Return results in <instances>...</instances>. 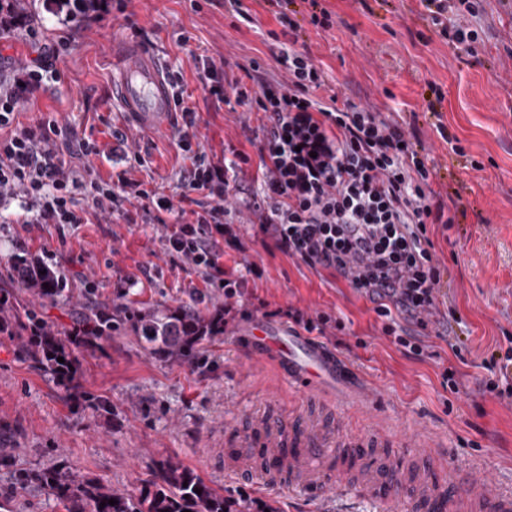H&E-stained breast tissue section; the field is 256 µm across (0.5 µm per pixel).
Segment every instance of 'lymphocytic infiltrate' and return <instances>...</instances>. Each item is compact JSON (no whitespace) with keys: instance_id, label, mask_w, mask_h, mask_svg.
Returning a JSON list of instances; mask_svg holds the SVG:
<instances>
[{"instance_id":"1","label":"lymphocytic infiltrate","mask_w":512,"mask_h":512,"mask_svg":"<svg viewBox=\"0 0 512 512\" xmlns=\"http://www.w3.org/2000/svg\"><path fill=\"white\" fill-rule=\"evenodd\" d=\"M422 2L444 39L471 53L483 44L484 0ZM280 19L288 44L279 47L274 60L285 70V80L264 78L252 90L239 82L228 86L223 67L212 57L192 58L210 96L260 115L255 138L261 165L253 183L239 178L249 161L244 153L221 160L208 156L199 144L195 110L186 106L182 92L174 94L183 119L178 144L191 160L182 185L209 200L190 212L142 184L124 178L105 182L88 166L74 170L49 135L54 121L39 129L14 126L25 87L47 78L59 54L57 46L39 44L37 30L27 29V40L39 46L37 56L18 61L21 82H0V127L13 128L10 136L0 137V201L23 197L20 224H80L90 212L123 216L125 202L137 199L146 220L158 224L163 214L172 215L176 228L166 236L168 252L223 289L228 299L240 296L243 282L227 273L218 257L222 246L241 245L228 206L242 204L256 234L311 268L334 271L374 303L384 319V335L405 354L423 355L425 337L446 335L438 307L443 272L428 228L455 222L432 187L435 168L391 113L341 103L333 94L317 97L324 73L309 50L297 49V22L286 13ZM77 187L84 190L80 204L73 196ZM400 318L412 322L415 333L399 331Z\"/></svg>"}]
</instances>
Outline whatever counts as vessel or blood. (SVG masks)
Returning a JSON list of instances; mask_svg holds the SVG:
<instances>
[{
    "instance_id": "vessel-or-blood-1",
    "label": "vessel or blood",
    "mask_w": 512,
    "mask_h": 512,
    "mask_svg": "<svg viewBox=\"0 0 512 512\" xmlns=\"http://www.w3.org/2000/svg\"><path fill=\"white\" fill-rule=\"evenodd\" d=\"M117 79L112 95L124 112L137 119L148 131L162 129L174 111L172 91L161 61L138 46L121 50L112 61ZM251 353L277 362L288 384L310 391L321 383L346 387L355 372L333 351L304 336H292L279 325L255 322L248 334ZM374 428L349 439L336 436L319 425L303 430L310 449L375 447L382 437ZM456 480L453 492L437 500H428V512H512V493L504 491L493 479L476 478L471 472L452 466Z\"/></svg>"
}]
</instances>
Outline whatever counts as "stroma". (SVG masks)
Masks as SVG:
<instances>
[{"instance_id": "obj_1", "label": "stroma", "mask_w": 512, "mask_h": 512, "mask_svg": "<svg viewBox=\"0 0 512 512\" xmlns=\"http://www.w3.org/2000/svg\"><path fill=\"white\" fill-rule=\"evenodd\" d=\"M26 16L43 42L61 52L53 62L59 81L31 86L16 120L37 127L57 121L52 138L61 157L90 139L96 176L118 174L158 190L174 205L184 200L181 172L189 166L174 138L181 122L173 113L162 130H142L112 98V57L129 43L158 56L200 117L209 156L220 159L234 145L256 169L252 141L257 115L229 111L202 89L193 54L226 59L227 81L244 80L256 60L265 77L278 75L271 52L280 26L272 0H130L125 13L65 19L52 0H26ZM333 19L323 30L304 24L301 41L339 97L395 113L426 148L437 170L433 185L456 222L431 237L443 269L440 309L462 344L454 355L446 341L429 337L424 355L405 354L382 332L373 304L334 274L313 269L255 236L242 224L243 250L228 247L220 262L244 277L243 295L229 303L223 335L203 342L193 362L180 363L143 349L120 334L95 350L77 351L70 386L58 384L38 359L21 353L18 332L0 333V504L7 512H65L43 486L19 478L49 467L139 496L158 481L156 464L175 457L209 486L237 500L260 499L278 512H387L378 497L359 491L357 476H384L380 463L350 469L335 454L306 455L298 472H273L261 485L259 423L291 431L294 424L344 421L357 434L375 426L395 433H428L459 465L474 467L512 492V399L482 392L492 353L512 345V0H486L484 44L476 53L448 43L427 19L421 0H323ZM444 98L428 108V82ZM126 132L142 164L130 167L112 153V132ZM460 147L452 152L448 136ZM21 199L0 202V288L12 285L11 264L34 256L66 283L55 303L31 296L23 302L67 331L73 319L115 303L142 308L180 303L207 310L223 306L224 293L207 288L199 272L172 258L165 228L142 223L138 204L132 223L94 216L86 224L15 223ZM263 275L248 274L249 266ZM264 304L275 323L296 307L327 313L345 325L337 354L380 391L371 414L339 413L330 388L309 394L285 385L276 364L254 360L239 335L251 327L245 310ZM457 365L464 387L451 394L442 372Z\"/></svg>"}]
</instances>
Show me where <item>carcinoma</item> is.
Segmentation results:
<instances>
[{"mask_svg": "<svg viewBox=\"0 0 512 512\" xmlns=\"http://www.w3.org/2000/svg\"><path fill=\"white\" fill-rule=\"evenodd\" d=\"M12 277L16 290H0V331L18 328L29 332L28 353L36 354L52 374H57L58 358H73V347H97L99 340L115 332L131 331L142 347L160 353L173 362L189 361L202 342L224 335V310L201 311L185 304H156L143 309L123 305L101 307L95 314L89 335L75 340L63 336L42 321L32 309L20 310L15 291H23L53 303L64 293L63 280L56 270L34 258L15 259ZM49 287H44V284ZM162 483L147 484L138 497L99 482L57 468L34 475L64 505L67 512H247L179 460L158 462ZM201 493H196L195 489ZM114 499L117 504L110 505ZM105 506H100V503Z\"/></svg>", "mask_w": 512, "mask_h": 512, "instance_id": "1", "label": "carcinoma"}]
</instances>
